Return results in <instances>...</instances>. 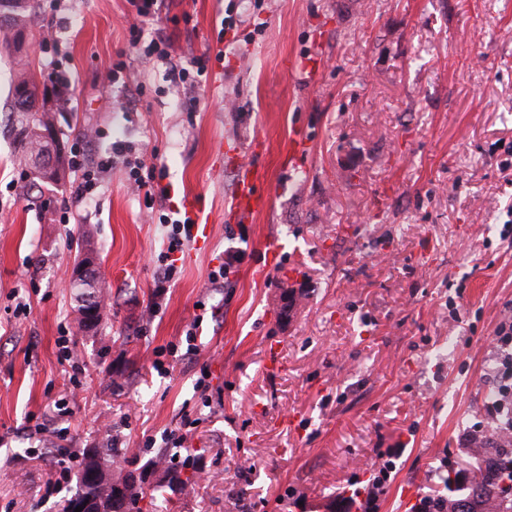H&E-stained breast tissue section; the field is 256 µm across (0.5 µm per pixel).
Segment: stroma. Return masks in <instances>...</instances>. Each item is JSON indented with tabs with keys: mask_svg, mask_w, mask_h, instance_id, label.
I'll return each mask as SVG.
<instances>
[{
	"mask_svg": "<svg viewBox=\"0 0 512 512\" xmlns=\"http://www.w3.org/2000/svg\"><path fill=\"white\" fill-rule=\"evenodd\" d=\"M131 14L66 0L20 46L0 27V512H62L83 449L108 444L150 486L156 449L184 462L190 492L143 512H363L354 497L382 465L375 512L447 495L476 462L468 435L496 426L492 336L512 317V0H164L142 40L202 59L191 92L131 46ZM119 62L127 84H104ZM25 68L67 91L47 102L61 155L99 130L90 154L112 164L93 194L65 161L54 186L17 165ZM298 125L311 148L294 169ZM258 135L273 201L246 219L237 155ZM120 144L167 188L164 214L185 219L193 195L209 224L161 296L168 227ZM76 232L108 284L87 332ZM229 250L230 285L212 288Z\"/></svg>",
	"mask_w": 512,
	"mask_h": 512,
	"instance_id": "obj_1",
	"label": "stroma"
}]
</instances>
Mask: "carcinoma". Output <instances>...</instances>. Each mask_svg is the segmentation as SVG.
<instances>
[{
    "label": "carcinoma",
    "mask_w": 512,
    "mask_h": 512,
    "mask_svg": "<svg viewBox=\"0 0 512 512\" xmlns=\"http://www.w3.org/2000/svg\"><path fill=\"white\" fill-rule=\"evenodd\" d=\"M38 0H13L7 17L14 27L21 30L30 16L36 14ZM27 86L31 90L32 102L38 104L36 112L17 113L16 141L20 155L19 163L29 164L44 152L48 143L42 141L41 129L54 127L56 113L39 101V84L36 76L23 70L19 72L14 90ZM487 471L472 486L464 499L448 500V512H512V485L507 487V476H498L500 455L486 452ZM113 454L110 448H90L83 454L75 496L90 503L93 512H143L144 499L142 473L136 470L112 469ZM163 466L162 478L154 492L158 496L170 491H184L190 479H182L181 468L160 456Z\"/></svg>",
    "instance_id": "obj_1"
}]
</instances>
